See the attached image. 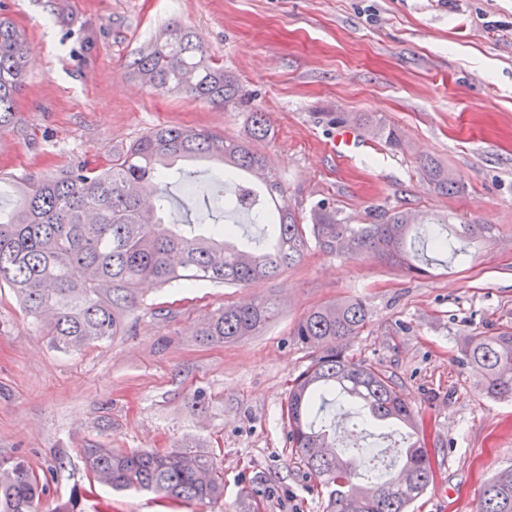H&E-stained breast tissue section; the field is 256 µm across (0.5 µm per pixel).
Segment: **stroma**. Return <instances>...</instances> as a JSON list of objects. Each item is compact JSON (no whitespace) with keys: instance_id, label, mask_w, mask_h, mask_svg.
<instances>
[{"instance_id":"35a3bbf8","label":"stroma","mask_w":512,"mask_h":512,"mask_svg":"<svg viewBox=\"0 0 512 512\" xmlns=\"http://www.w3.org/2000/svg\"><path fill=\"white\" fill-rule=\"evenodd\" d=\"M0 0V15L32 46L17 97V129L0 132V213L16 205L14 180L77 162L105 165L160 125L240 138L247 115L141 86L128 61L166 26L192 29L221 56L267 113L271 136L258 148L277 169L288 204L309 214L330 199L341 217L365 224L374 207L446 213L455 223L496 225L495 241L449 255L410 276L376 259H344L310 247L278 277L247 288L142 285L112 338L62 352L42 323L0 289V461L22 459L51 494L39 512L88 486L83 450L170 449L191 443L215 453L221 500L169 504L150 494L98 490L85 512H327L328 487L289 457L288 390L310 364L294 329L312 309L349 298L369 312L360 335L343 340L352 360L390 375L413 408L418 436L381 437L341 402L324 414L357 472L423 438L434 481L411 512H477L486 481L512 466V400L489 397L483 376L459 365L469 336L512 329V0ZM95 36L79 51L80 33ZM371 112L402 127L405 152L381 144L333 153L337 116ZM437 158L460 177L461 195L434 192L418 160ZM172 184L169 224L214 216L259 225L224 205L219 166L191 164ZM280 311L260 333L201 342L214 310L254 297ZM64 468H56L59 453Z\"/></svg>"}]
</instances>
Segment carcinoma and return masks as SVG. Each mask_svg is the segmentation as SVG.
Here are the masks:
<instances>
[{
    "label": "carcinoma",
    "mask_w": 512,
    "mask_h": 512,
    "mask_svg": "<svg viewBox=\"0 0 512 512\" xmlns=\"http://www.w3.org/2000/svg\"><path fill=\"white\" fill-rule=\"evenodd\" d=\"M28 51L25 34L1 17L0 131L17 123L16 97ZM127 68L151 90L249 113L248 138L158 126L112 154L103 168L79 163L17 182L15 210L8 220L0 218V286L11 288L33 319L50 315L48 336L59 349L80 350L114 336L120 312L134 303L143 282L209 281L240 287L272 279L302 259L310 237L325 253L349 259L374 256L419 275L425 269L412 239L459 258L468 255L470 245L497 236L492 224L456 226L447 215H430L417 223L400 207L377 208L370 223L350 224L328 199L318 201L304 220L288 206L276 169L254 147L270 135L265 114L251 111L243 87L191 30L166 28ZM355 122L391 151L408 146L402 129L384 117L362 112ZM201 158L224 167V178L232 185L230 204L247 211L251 223L267 225L271 243L239 247L232 242L236 229L230 224L201 230L196 224L163 222L169 185L182 174L175 162ZM419 167L435 191L464 192V182L437 159L422 157ZM275 315L274 301L255 299L210 313L199 335L210 343L232 342L258 334ZM367 321L366 305L351 299L315 308L297 324L298 341L319 355L288 392L290 455L311 478L331 488L328 512H407L434 480L428 448L400 449L403 471L410 476L404 486L393 476L374 473L357 483L356 470L334 448L331 425L318 422L328 397L340 396L365 424L417 430L413 409L393 378L336 351V342L359 335ZM458 363L481 370L489 396L512 399L511 329L468 337ZM84 460L93 483L115 491L187 503L224 497V473L216 458L189 445L164 453L87 448ZM49 492L48 482L23 461L0 463V512H38ZM84 496L76 489L52 512H82ZM478 512H512V468L485 484Z\"/></svg>",
    "instance_id": "carcinoma-1"
}]
</instances>
